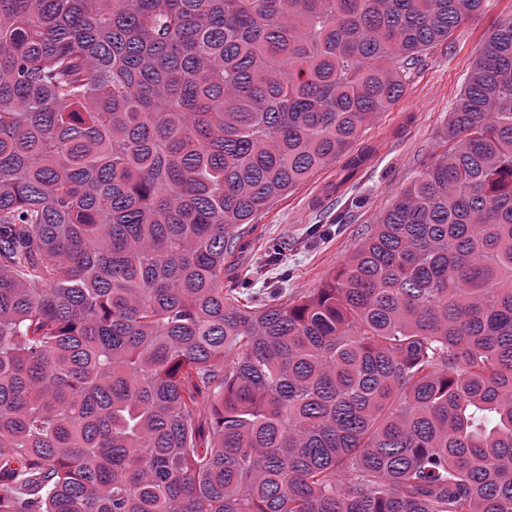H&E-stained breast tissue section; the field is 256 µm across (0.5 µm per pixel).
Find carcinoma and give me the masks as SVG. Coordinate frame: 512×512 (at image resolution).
Instances as JSON below:
<instances>
[{
    "mask_svg": "<svg viewBox=\"0 0 512 512\" xmlns=\"http://www.w3.org/2000/svg\"><path fill=\"white\" fill-rule=\"evenodd\" d=\"M482 0H0V512H512V17L342 267L224 287Z\"/></svg>",
    "mask_w": 512,
    "mask_h": 512,
    "instance_id": "1",
    "label": "carcinoma"
}]
</instances>
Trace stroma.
I'll list each match as a JSON object with an SVG mask.
<instances>
[{"instance_id": "stroma-1", "label": "stroma", "mask_w": 512, "mask_h": 512, "mask_svg": "<svg viewBox=\"0 0 512 512\" xmlns=\"http://www.w3.org/2000/svg\"><path fill=\"white\" fill-rule=\"evenodd\" d=\"M512 0H484L481 14L422 55L405 91L363 128L349 156L318 171L244 225L240 246L224 262V281L255 273L260 288L282 283L275 270L258 269L257 257L273 244L284 249L289 295L306 293L337 271L395 194L437 153L454 104L477 50ZM363 155L359 166L350 156Z\"/></svg>"}]
</instances>
